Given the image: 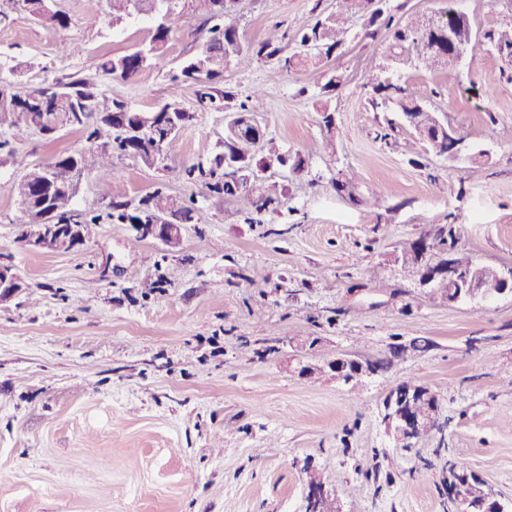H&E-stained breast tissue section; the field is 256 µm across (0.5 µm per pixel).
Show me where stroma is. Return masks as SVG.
<instances>
[{
	"instance_id": "obj_1",
	"label": "stroma",
	"mask_w": 512,
	"mask_h": 512,
	"mask_svg": "<svg viewBox=\"0 0 512 512\" xmlns=\"http://www.w3.org/2000/svg\"><path fill=\"white\" fill-rule=\"evenodd\" d=\"M388 6L398 18L455 9L477 36L456 69L429 72L392 64L387 32L372 39L356 27L328 63L346 78L329 95L325 69L288 73L259 60L229 65L205 102L199 83L178 78L208 40L200 18L122 80L104 75L101 60L148 41L153 20L116 24L106 0H54L62 28L0 0V74L18 89L81 78L141 111L177 103L190 115L166 152L177 168L222 155L225 93L241 103L258 91L268 135L305 160L295 174L269 171L287 190L283 207L247 214L166 169L118 158L114 171L79 179L75 209L100 218L89 241L39 251L21 241L14 186L85 135L0 132V263L24 283L0 303V512H305L308 461L341 512H457L445 480L459 461L512 512V295L432 299L388 262L403 243L454 223L459 249L512 266V68L482 38L512 29V0ZM335 7L240 0L236 23L256 43ZM374 65L456 128L471 159L426 153L397 113L373 109L364 71ZM348 168L360 176L352 198L333 187ZM158 188L193 210L173 252L106 217L111 201L135 204ZM379 189L376 209L368 200ZM146 280L165 301L144 292ZM416 338L429 340L425 352L392 358V346ZM340 354L388 366L353 387L294 371L296 359ZM402 381L436 395L444 425L409 449L382 422L383 399Z\"/></svg>"
}]
</instances>
